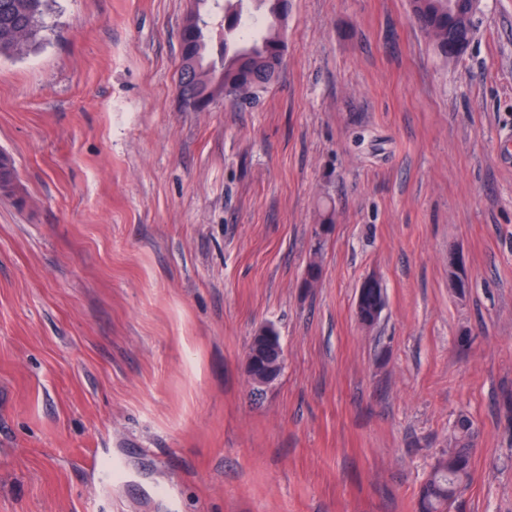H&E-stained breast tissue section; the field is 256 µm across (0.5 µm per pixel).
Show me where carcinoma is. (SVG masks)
<instances>
[{"label": "carcinoma", "mask_w": 512, "mask_h": 512, "mask_svg": "<svg viewBox=\"0 0 512 512\" xmlns=\"http://www.w3.org/2000/svg\"><path fill=\"white\" fill-rule=\"evenodd\" d=\"M181 31L182 68L179 93L212 102L223 97L233 103L253 104L276 80L287 56L286 24L290 0H196ZM45 0H0V56L26 50L39 30ZM224 11L222 40L217 57L208 56L205 26L213 22L215 9ZM248 13L263 26L258 39L242 32V16ZM473 12L469 0H412V20L444 59L448 47H467L473 36ZM16 175L10 160L0 155V191L15 194ZM451 442L431 465L417 502V512H454L463 484L469 480L475 432L465 414L453 424Z\"/></svg>", "instance_id": "cac0c4a2"}]
</instances>
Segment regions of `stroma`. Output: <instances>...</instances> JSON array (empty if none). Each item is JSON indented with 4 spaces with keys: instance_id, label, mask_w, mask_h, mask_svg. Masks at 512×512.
Wrapping results in <instances>:
<instances>
[{
    "instance_id": "35a3bbf8",
    "label": "stroma",
    "mask_w": 512,
    "mask_h": 512,
    "mask_svg": "<svg viewBox=\"0 0 512 512\" xmlns=\"http://www.w3.org/2000/svg\"><path fill=\"white\" fill-rule=\"evenodd\" d=\"M192 7L46 0L0 57V512H416L460 414L458 512H512V0L448 63L409 0H292L263 99L204 112ZM263 324L285 365L257 388ZM382 287L380 282L376 278H368L362 282L360 285L358 298L356 301V315L358 318V321L366 327H371L374 324H376L377 320L380 317V314L382 312L381 309V301L378 297V288ZM370 290H373L375 297H376V304L375 306L367 312L365 310L366 307V299L368 292ZM284 350L273 327L265 324L255 330L248 346L245 370L254 386L268 385L280 376Z\"/></svg>"
}]
</instances>
